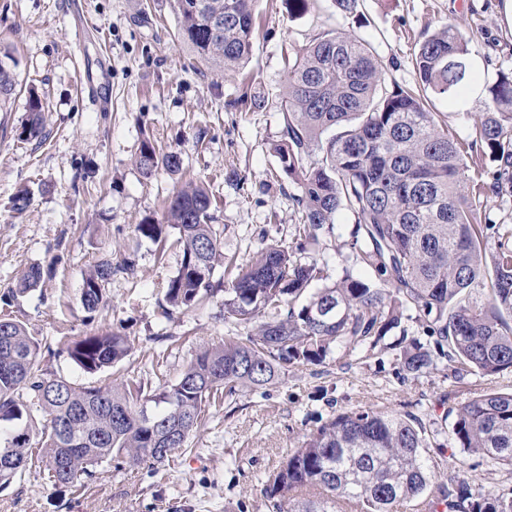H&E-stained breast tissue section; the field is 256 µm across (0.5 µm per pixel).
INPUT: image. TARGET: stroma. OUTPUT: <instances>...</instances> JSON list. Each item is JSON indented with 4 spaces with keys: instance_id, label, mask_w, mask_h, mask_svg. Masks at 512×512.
I'll return each instance as SVG.
<instances>
[{
    "instance_id": "1",
    "label": "stroma",
    "mask_w": 512,
    "mask_h": 512,
    "mask_svg": "<svg viewBox=\"0 0 512 512\" xmlns=\"http://www.w3.org/2000/svg\"><path fill=\"white\" fill-rule=\"evenodd\" d=\"M360 17L337 14L332 0H309L306 13L288 15L282 0H258L257 34L250 63L220 71L196 57L177 37L173 0H0V47L9 49L16 92L0 112V295L28 267L53 268L37 290L6 312L28 332L47 339V373L79 386H104L113 378L151 386L176 382L200 347L245 335L225 323L224 297L166 319L159 302L180 266L174 241L165 247L138 237L143 219L162 220L183 184L210 186L218 206L214 227L224 252L249 258L262 239L295 245L294 184L279 171L272 145L284 128L281 98L288 60L322 30L341 29L369 43L383 61L387 82L414 80L416 46L441 26L455 25L469 40L479 84L512 69V0H360ZM109 59L112 109L96 111L78 74ZM44 112V141L22 136L28 88ZM246 94L263 97L255 109ZM437 119L471 142L484 111L483 98L436 103ZM160 149L181 153L182 169L146 178L135 166L143 136ZM34 195L15 211L22 186ZM351 211H340L332 231L306 260L330 278L370 279L352 247ZM134 256L135 272L117 274L108 299L94 313L81 302L90 266ZM423 320L408 311L376 348L323 364L290 369L278 385L242 389L209 407L189 438L161 465L105 462L92 476L63 485L39 467L0 489V512H271L263 491L267 474L322 420L350 409L389 411L418 419L439 460L448 452L443 433L448 412L478 391L512 390V371L460 375L447 361L436 372L407 373L396 343L417 338L428 348ZM98 330L130 337L133 349L117 367L90 374L63 353L67 341Z\"/></svg>"
}]
</instances>
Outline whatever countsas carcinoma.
<instances>
[{
    "mask_svg": "<svg viewBox=\"0 0 512 512\" xmlns=\"http://www.w3.org/2000/svg\"><path fill=\"white\" fill-rule=\"evenodd\" d=\"M257 0H175L178 38L219 70L251 56ZM470 42L451 25L428 36L412 59L414 84L387 87L385 67L358 37L324 30L288 62L281 107L285 126L273 144L281 171L296 185L295 232L318 240L324 226L348 209L358 225L354 246L381 281L347 274L328 284L302 250L272 240L246 262L224 254L214 229V195L203 184L179 190L164 221L144 220L138 236L160 245L169 230L182 248L177 273L160 305L173 318L213 297L224 286V321L250 327L203 347L178 382L148 389L142 381L78 386L44 372L42 340L12 319L0 318V484L45 465L51 477L71 483L104 462L153 465L186 446L206 404L218 393L264 388L288 369L322 364L338 347L352 353L375 348L405 313L415 309L427 333L448 347L455 371L492 376L512 369V226L477 223L470 199L512 196V72L500 71L485 87V112L471 145L495 163L492 181L469 175L463 145L436 123L429 101L453 98L470 80ZM15 88L13 71L0 65V112ZM22 134L45 137L42 104L27 101ZM136 166L149 178L162 168L176 173L181 154L162 153L141 141ZM496 228L489 245L486 230ZM128 256L114 266L102 260L83 277L84 309L96 311L112 277L134 270ZM224 281H214L218 268ZM31 266L17 292L43 279ZM132 345L114 331L93 332L65 345L88 373L125 359ZM400 360L415 376L437 369L431 351L413 340ZM41 410L46 424L32 441L19 424ZM42 454L33 457V445ZM448 445L482 455L492 467L512 468V392L473 394L455 408ZM425 430L414 418L388 411L347 410L310 430L264 481L276 512H512V493L474 488L460 477L437 484L439 463L424 455Z\"/></svg>",
    "mask_w": 512,
    "mask_h": 512,
    "instance_id": "carcinoma-1",
    "label": "carcinoma"
}]
</instances>
